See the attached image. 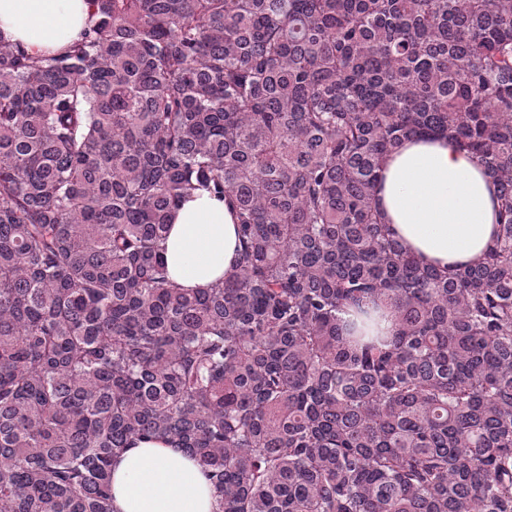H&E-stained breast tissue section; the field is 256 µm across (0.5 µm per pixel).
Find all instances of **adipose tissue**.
Segmentation results:
<instances>
[{
	"mask_svg": "<svg viewBox=\"0 0 512 512\" xmlns=\"http://www.w3.org/2000/svg\"><path fill=\"white\" fill-rule=\"evenodd\" d=\"M97 21L92 0H0V41L41 56L77 42ZM497 185L480 162L443 136L405 141L381 164L376 205L394 240L424 264L453 268L481 261L498 228ZM235 218L209 194L183 201L160 244L169 278L204 291L236 260ZM114 512H218L201 464L161 441H139L111 468Z\"/></svg>",
	"mask_w": 512,
	"mask_h": 512,
	"instance_id": "1",
	"label": "adipose tissue"
}]
</instances>
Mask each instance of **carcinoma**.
Segmentation results:
<instances>
[{
    "label": "carcinoma",
    "mask_w": 512,
    "mask_h": 512,
    "mask_svg": "<svg viewBox=\"0 0 512 512\" xmlns=\"http://www.w3.org/2000/svg\"><path fill=\"white\" fill-rule=\"evenodd\" d=\"M93 3L62 54L0 41V512H112L136 440L220 512H512V0ZM423 135L498 185L476 265L374 206ZM198 190L239 258L187 293L159 243Z\"/></svg>",
    "instance_id": "obj_1"
}]
</instances>
